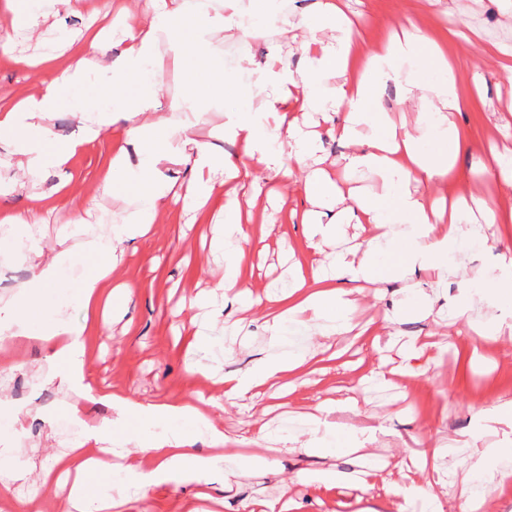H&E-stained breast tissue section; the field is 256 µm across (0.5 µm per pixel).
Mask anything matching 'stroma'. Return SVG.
Wrapping results in <instances>:
<instances>
[{"instance_id": "stroma-1", "label": "stroma", "mask_w": 512, "mask_h": 512, "mask_svg": "<svg viewBox=\"0 0 512 512\" xmlns=\"http://www.w3.org/2000/svg\"><path fill=\"white\" fill-rule=\"evenodd\" d=\"M119 2L72 0L71 9L48 17L35 37L22 29L12 30L10 14L0 12V34L8 30L14 33L10 52L0 51V103L11 104L44 87L41 77L16 64V57L85 38L91 16ZM343 4L369 48L385 36L401 34L408 16L415 17L429 32H459L467 52L459 59L454 80L470 103L454 116L464 144L455 159L461 179L453 191L512 203V190L488 170L493 150H512V131L502 130L499 121L501 111L512 102V73L493 64L488 54L494 42L512 48V10L501 0H343ZM271 40L283 43L290 68L302 64L303 29L265 28L253 34L250 43L255 59H263ZM476 75L483 79L478 92L472 89ZM236 104L235 90L227 89L223 111L200 112L193 135L239 163L244 159L241 147L224 133L228 112ZM115 142L114 132H104L72 158L66 176L68 199L59 197L56 186L61 178L48 170L34 181L19 178L11 191L1 192L0 216L27 209L32 196H40L45 222L38 233L45 255L64 248L78 249V239L66 235L75 210H83L86 230L91 234L99 232L103 223L121 221L126 213L127 188L104 187ZM223 202L224 188L219 185L197 213L185 211L180 202L170 203L149 238L127 244L126 260L117 273L128 289L120 310L90 317L81 307L67 309L70 320L87 325L83 342L91 395H77L54 378L51 343L24 340L8 350V359L18 364V379L0 384V445L9 450L0 458V499L12 500L14 512H28L24 489L41 484L42 473L54 469L58 456L72 447L85 427L113 418V410L101 402V395L114 393L148 405L188 396L207 402L220 394L221 384L188 372L191 363L202 359L190 319L207 316L203 310L192 312L188 302L199 292L215 289L224 274L222 259L211 250L222 220L218 209ZM252 221L273 225L247 264L246 277L255 286L279 285L287 279L291 261L305 266L319 262V255L305 247L299 220L269 208L267 200H260L253 209ZM488 235L486 247L473 253L436 291L435 314L407 315L392 329L400 341L416 338L433 345L430 360L415 361L412 375L395 378L390 388L370 385L357 389L353 372L335 364L316 375L312 385L299 384L291 392L265 390L247 406L228 405L215 412L214 419L225 436L233 441L252 440L259 431L275 435L285 429L302 440L306 437L305 414L313 396L332 400L353 396L358 400L357 408L336 411L331 423L370 435L374 457L390 464L430 453L436 442L448 447L446 462L450 465L475 448L512 449V429L500 419L481 415L489 401L488 387L498 386L503 395L512 397V347L488 346L483 359L471 362L462 357L469 338L448 339L453 329L448 301L462 299L473 275L494 269L500 254L512 252V236H502L498 225H491ZM12 248L11 233L0 234V269L12 275L10 282L0 281V298L4 300L22 290L32 277L29 264L16 258ZM417 303V297L405 293L403 282L391 280L381 284L378 298L371 300L369 307L354 313L353 321L361 326L370 318H381L384 310ZM238 317L234 306L221 311L218 326L223 333L214 354L223 369L244 372L262 358L268 332L266 318L257 310L247 335H233L231 328ZM392 330L379 326L376 339L395 359L399 349L388 344ZM445 388L450 389V396H442ZM270 459L272 470L263 477L244 474L227 487L216 476L200 481L177 476L151 486L144 499L121 473L109 479L92 476L88 483L97 495L122 501L121 512H185L190 500L199 512H235L240 500L258 493L267 499L288 494L297 503L295 512H356L353 497L300 483L296 476L323 469L342 475L356 473L362 464L357 454L320 457L298 450L274 452Z\"/></svg>"}]
</instances>
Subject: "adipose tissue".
<instances>
[{"mask_svg":"<svg viewBox=\"0 0 512 512\" xmlns=\"http://www.w3.org/2000/svg\"><path fill=\"white\" fill-rule=\"evenodd\" d=\"M69 0H5L4 7L19 26L36 31L48 16L57 14ZM145 19L139 25L123 26L119 52L111 65L102 57L108 46L101 33L83 39L69 63L52 67V55L28 59L33 69L49 71L50 78L40 95L25 97L12 106L0 105V144L9 148V162L29 178L52 169L65 172L73 155L102 132L122 127V146L112 162V182L127 186L132 208L118 223L106 224L101 233L85 235L83 216H75L73 235L80 238V252L65 249L44 259L35 231L42 221L39 206L1 218L15 233L16 255L35 271L33 290H23L8 301H0V338L40 339L52 342L51 360L59 366V376L69 390L90 393L87 358L81 337L84 326L66 319L64 306L75 303L96 311L110 300L112 276L125 259L126 243L146 238L170 202L172 182L158 174L169 157L192 160L199 177L191 188L199 203H206L214 185L211 175L224 177V203L220 208L224 225L212 246L224 261L220 282L222 298L198 295L197 307L216 306L218 300L233 301L243 316L255 309L268 313L269 353L246 372L225 373L224 390L211 401L212 409L223 404L249 401L260 389L277 385L285 376H306L325 369L335 356L327 348H305L299 336H342L356 333L369 341L376 329L372 324L354 328L352 315L365 301L363 282L382 276L406 282L416 292L419 277L442 285L457 273L468 255L488 242L483 232L487 224H511L512 208L496 202L481 206V219L468 221L466 210L412 194L402 188L407 179L425 184L453 181L452 152H435V143L457 145L460 131L456 112L466 105L453 81L454 61L445 45L431 38L417 21H409L404 38L382 42L365 52L359 33L344 15L338 0H315L299 15L285 12L281 0H146ZM272 19L282 27H300L310 38L302 50L303 64L289 71L282 43L271 42L265 64L251 53L250 36ZM237 40L238 56L232 68L215 63L212 56L218 37ZM167 50H160V40ZM424 58V71L400 77L403 63ZM167 69L183 72L189 90L176 104L182 112L179 124L184 131L179 143L168 137V120L157 117L159 107L157 77ZM262 76L265 98L262 106L253 103L255 76ZM233 79L241 105L228 123L234 140L243 144L247 156L265 169L290 179L295 167L307 175L303 192L307 208L302 215L309 247L322 252L334 248L337 230L343 224H358L361 235L336 254L328 265L305 271L293 265L286 288L254 292L243 271L247 248L264 233L242 221L244 209L253 208L257 193H244L248 171L225 159L191 135L192 115L205 108L224 105V83ZM389 80L400 83L398 103L416 110L412 130L397 131L379 105L380 85ZM346 116H339V109ZM70 112L83 127L77 139L57 140L52 131L56 113ZM321 115L328 132L347 145L348 151L331 160L322 153L319 136L305 131L298 113ZM293 166H286V159ZM369 170L382 180L383 192L372 200L345 193L337 171ZM334 201L337 211L325 219L322 209ZM94 265L77 283H69L68 273L76 255ZM63 290V302L48 307L34 300L35 289ZM470 303L500 304L512 301V255L502 254L498 274L483 271L474 275ZM116 413L114 423L91 426L81 436L82 444L108 443L112 426L145 416L156 423L188 424L203 432L212 444L224 440V432L214 422L211 411L201 410L190 399L142 405L111 394L107 397ZM336 406L332 400H318L306 416L308 437L302 443L306 453L323 455L336 449L360 452L364 444L359 434L342 431L329 420ZM153 467L142 471L140 463L126 466L129 479L140 494L176 474L212 476L219 469V456L196 454L183 436L161 435L143 443ZM467 474L456 482L426 458L412 457L402 469L411 481L392 482L385 499L372 500L363 512H408L414 500H421L425 512H443L444 500H452L456 512H485L481 489L486 475L512 477V451L487 448L478 456L465 457Z\"/></svg>","mask_w":512,"mask_h":512,"instance_id":"1","label":"adipose tissue"}]
</instances>
